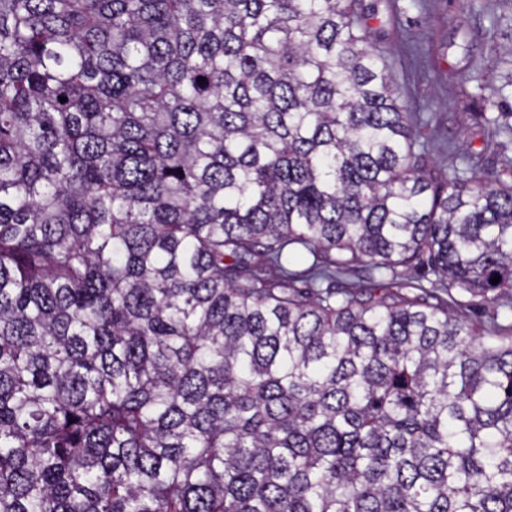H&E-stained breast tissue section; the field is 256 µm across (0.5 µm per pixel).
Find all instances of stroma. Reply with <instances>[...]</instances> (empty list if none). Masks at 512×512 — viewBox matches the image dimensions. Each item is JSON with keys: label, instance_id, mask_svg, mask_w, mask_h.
Listing matches in <instances>:
<instances>
[{"label": "stroma", "instance_id": "1", "mask_svg": "<svg viewBox=\"0 0 512 512\" xmlns=\"http://www.w3.org/2000/svg\"><path fill=\"white\" fill-rule=\"evenodd\" d=\"M372 25L437 170L472 152L488 168L512 157V135L489 136L483 122L512 110V0H379Z\"/></svg>", "mask_w": 512, "mask_h": 512}]
</instances>
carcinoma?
Instances as JSON below:
<instances>
[{"mask_svg": "<svg viewBox=\"0 0 512 512\" xmlns=\"http://www.w3.org/2000/svg\"><path fill=\"white\" fill-rule=\"evenodd\" d=\"M376 17L0 0V512H512V160L428 165ZM460 300L461 306H453V310L468 316L474 322L489 326L490 319L495 315L493 304L483 301L480 297H471L467 293L454 294Z\"/></svg>", "mask_w": 512, "mask_h": 512, "instance_id": "obj_1", "label": "carcinoma"}]
</instances>
